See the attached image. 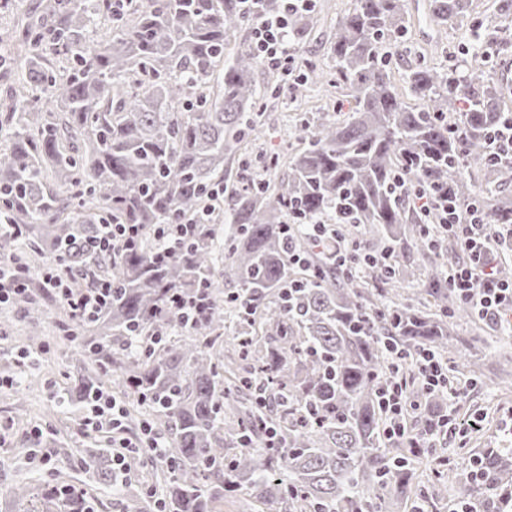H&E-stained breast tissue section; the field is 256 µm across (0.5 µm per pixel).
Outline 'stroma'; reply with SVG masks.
<instances>
[{
	"label": "stroma",
	"instance_id": "1",
	"mask_svg": "<svg viewBox=\"0 0 512 512\" xmlns=\"http://www.w3.org/2000/svg\"><path fill=\"white\" fill-rule=\"evenodd\" d=\"M348 0H316L313 24L303 41L294 45L296 68L307 61H327L331 42L336 37V22ZM499 12V0H472L466 24L438 26L428 18V0H409V22L405 37L389 46L391 81L401 100L413 104L406 83V74L419 63L438 68L448 66L469 68L482 41L488 18ZM335 87L326 84L308 85L295 94L266 100L262 110L265 122L261 138L244 145L241 160L251 174H259V156L274 148L289 150L296 144L297 129L302 120L320 112L337 109ZM62 313L50 296H43L38 311L25 313L14 302L0 304V377H17L14 387L0 390V424L10 432L0 445V512H45L42 497L45 487L62 481L77 487L92 483L90 475L77 458L60 456L63 448L90 451L110 456L103 436L87 432L83 418L85 404L68 400L71 386L79 377L78 364L66 354L68 338L60 327ZM38 322L40 334L30 338L31 322ZM488 338L479 349L469 352V360L477 364V385L467 388L456 402L455 427L440 444L439 454L458 461L467 448H512V330L500 331L488 325ZM483 415L480 431H466L468 419ZM46 430L41 444L31 438L33 428ZM40 446L32 454V446ZM50 465H43V458ZM417 493L429 496L427 512H448L453 499L450 483L435 484L434 465L427 457L412 459ZM163 468L150 459L137 457L124 482L97 486L94 491V512H134L132 498L142 503L164 497ZM27 484L31 498L15 503L11 489Z\"/></svg>",
	"mask_w": 512,
	"mask_h": 512
}]
</instances>
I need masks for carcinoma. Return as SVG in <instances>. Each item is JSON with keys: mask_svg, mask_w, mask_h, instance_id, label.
I'll list each match as a JSON object with an SVG mask.
<instances>
[{"mask_svg": "<svg viewBox=\"0 0 512 512\" xmlns=\"http://www.w3.org/2000/svg\"><path fill=\"white\" fill-rule=\"evenodd\" d=\"M469 6L429 0L440 25L468 18ZM49 9L48 26L0 33V67L19 64L27 77L25 91L0 98V130L11 142L0 152V220L27 241L16 261L49 257L77 287L115 282L111 301L68 347L85 370L73 396L87 401L110 380L168 422L167 512H214L215 500L242 486L260 512H390L391 499L409 500L410 459L445 399L405 365L397 375L423 420L411 439H387L379 388L395 375L388 351L460 355L482 336L455 330L475 319L442 275L457 253L437 256L419 288L439 311L396 289L407 276L400 255H423L434 240L395 181L446 189L461 205L477 196L472 166L487 186L512 184V164L488 159L489 132L512 115L505 89L489 74L423 64L408 74L417 104L404 105L383 48L406 32V0H350L332 68L311 61L304 78L343 86L354 106L300 126L287 175H278L273 151L260 158L265 176L226 183L224 164L256 134L262 102L288 93V74L261 88L250 45L229 58L225 45L252 16L279 14L280 0H55ZM99 18L111 31L84 44ZM312 21L306 11L289 14L288 42L301 41ZM508 43V25L484 26L483 47ZM486 208L489 223L512 224V199L493 196ZM324 218L355 245L348 259L337 258L336 241L317 246L297 228ZM199 219L190 247L157 263L156 225ZM102 224L141 225L135 247L89 248ZM360 226L381 234L377 249L359 239ZM221 243L233 295L218 286ZM298 253L302 264L291 260ZM203 287L212 315L185 326L168 293ZM228 309L244 336L247 366L236 371L212 357ZM174 329L187 333L182 343L126 355L128 341ZM226 448L238 453L229 458ZM478 461L480 473L457 474L455 496L473 512H502L512 451L486 448ZM82 464L94 482H112L105 458L88 454ZM43 496L55 512H83L88 499L59 484Z\"/></svg>", "mask_w": 512, "mask_h": 512, "instance_id": "cac0c4a2", "label": "carcinoma"}]
</instances>
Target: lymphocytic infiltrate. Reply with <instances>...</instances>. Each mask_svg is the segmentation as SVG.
<instances>
[{
    "label": "lymphocytic infiltrate",
    "instance_id": "f902f5d3",
    "mask_svg": "<svg viewBox=\"0 0 512 512\" xmlns=\"http://www.w3.org/2000/svg\"><path fill=\"white\" fill-rule=\"evenodd\" d=\"M281 2L283 14L261 15L253 21L251 44L265 64L285 70L293 62L286 40L288 14L308 8L310 0ZM396 187L399 194L412 200L415 208L436 211L439 224L469 252L468 263L449 269L445 278L449 290L472 304L486 320L512 323V281L499 279L491 263L492 255L512 252V224H489L482 203H471L462 211L447 192L411 186L403 177ZM43 286L67 305L72 321L79 325L97 317L112 295L110 280L70 288L65 276L53 269L44 274ZM84 424L90 431L110 434L113 472L126 473L129 458L140 454L150 455L161 463L167 460L165 446L150 423H142L139 434L128 437L122 399L90 401Z\"/></svg>",
    "mask_w": 512,
    "mask_h": 512
}]
</instances>
